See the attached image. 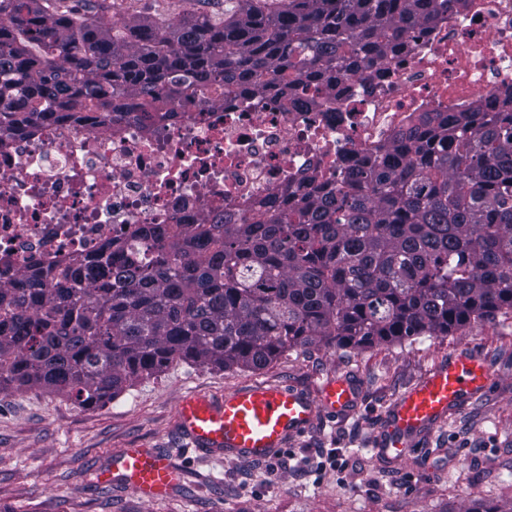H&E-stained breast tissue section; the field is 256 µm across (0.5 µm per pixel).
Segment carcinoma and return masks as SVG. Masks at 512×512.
<instances>
[{"label":"carcinoma","mask_w":512,"mask_h":512,"mask_svg":"<svg viewBox=\"0 0 512 512\" xmlns=\"http://www.w3.org/2000/svg\"><path fill=\"white\" fill-rule=\"evenodd\" d=\"M89 0H0V138L73 112L148 111L189 91L297 94L385 60L452 0H237L224 18L119 26ZM424 114L383 162L256 223L142 230L0 285V389L81 408L174 363L262 369L287 351L447 336L512 312V94Z\"/></svg>","instance_id":"carcinoma-1"}]
</instances>
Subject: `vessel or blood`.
<instances>
[{"mask_svg":"<svg viewBox=\"0 0 512 512\" xmlns=\"http://www.w3.org/2000/svg\"><path fill=\"white\" fill-rule=\"evenodd\" d=\"M493 381L491 366L482 358L458 354L401 394L378 428L382 453L396 459L407 441L446 420L484 392ZM356 401L353 384L343 378L322 383L318 401L299 392L257 383L216 398L204 393L183 397L177 407L181 432L195 450L215 458L251 460L268 457L292 434L305 431L317 410L340 412ZM171 461L150 448H128L112 461V477L145 500L166 496L181 480Z\"/></svg>","mask_w":512,"mask_h":512,"instance_id":"obj_1","label":"vessel or blood"}]
</instances>
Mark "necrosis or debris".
<instances>
[{
	"label": "necrosis or debris",
	"instance_id": "1",
	"mask_svg": "<svg viewBox=\"0 0 512 512\" xmlns=\"http://www.w3.org/2000/svg\"><path fill=\"white\" fill-rule=\"evenodd\" d=\"M512 91V0H460L409 30L385 62L277 93H189L144 120L138 105L36 124L0 140V284L96 256L139 227L187 232L220 212L262 217L284 191L335 188L384 160L425 112H467Z\"/></svg>",
	"mask_w": 512,
	"mask_h": 512
}]
</instances>
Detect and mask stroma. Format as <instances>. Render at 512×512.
Listing matches in <instances>:
<instances>
[{
  "mask_svg": "<svg viewBox=\"0 0 512 512\" xmlns=\"http://www.w3.org/2000/svg\"><path fill=\"white\" fill-rule=\"evenodd\" d=\"M109 16L176 23L224 16L225 0H111ZM484 356L488 391L429 429L406 459L378 454V420L395 398L448 355ZM357 389L349 413L317 414L269 459L188 448L176 407L187 394L221 396L254 383L317 398L329 376ZM126 448H154L183 472L166 497L146 502L97 476ZM338 449L343 469L330 466ZM278 468L270 479L269 465ZM512 504V315L449 336L357 349L311 347L264 369L174 364L103 406L83 409L37 387L0 390V512H488Z\"/></svg>",
  "mask_w": 512,
  "mask_h": 512,
  "instance_id": "stroma-1",
  "label": "stroma"
}]
</instances>
